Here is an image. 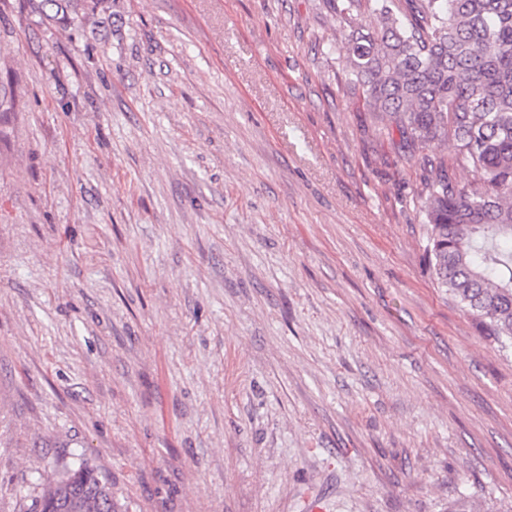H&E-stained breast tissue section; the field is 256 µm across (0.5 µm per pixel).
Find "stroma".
<instances>
[{
    "label": "stroma",
    "mask_w": 512,
    "mask_h": 512,
    "mask_svg": "<svg viewBox=\"0 0 512 512\" xmlns=\"http://www.w3.org/2000/svg\"><path fill=\"white\" fill-rule=\"evenodd\" d=\"M336 0H0V512H512V352L433 283ZM41 10L43 11L44 7L48 8L50 11L54 12L53 15H49L45 12V15L49 19H70V15H75V18L78 17L77 7L78 2H87L82 0H42ZM77 487L81 495L76 499L75 511L103 512L102 505L107 498H112V512L120 511L109 484L100 478L96 468L82 462L77 468L67 469L58 479H47L41 494L32 502L31 512H56L57 504Z\"/></svg>",
    "instance_id": "1"
}]
</instances>
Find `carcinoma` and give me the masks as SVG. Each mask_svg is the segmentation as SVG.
Instances as JSON below:
<instances>
[{
	"label": "carcinoma",
	"instance_id": "1",
	"mask_svg": "<svg viewBox=\"0 0 512 512\" xmlns=\"http://www.w3.org/2000/svg\"><path fill=\"white\" fill-rule=\"evenodd\" d=\"M80 0H42L53 19ZM346 0L343 69L372 121L421 168L424 260L437 287L512 349V0ZM461 171L473 173L463 182ZM103 512L112 488L83 462L43 483L31 512Z\"/></svg>",
	"mask_w": 512,
	"mask_h": 512
}]
</instances>
